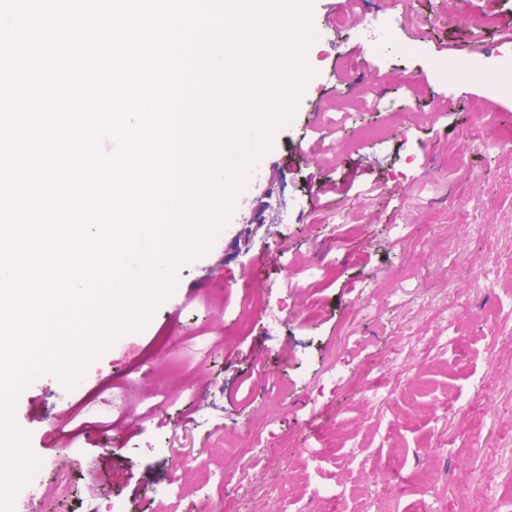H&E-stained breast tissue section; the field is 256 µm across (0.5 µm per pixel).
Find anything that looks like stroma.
I'll return each instance as SVG.
<instances>
[{"instance_id":"1","label":"stroma","mask_w":512,"mask_h":512,"mask_svg":"<svg viewBox=\"0 0 512 512\" xmlns=\"http://www.w3.org/2000/svg\"><path fill=\"white\" fill-rule=\"evenodd\" d=\"M336 3L312 0L313 74L210 247L73 386L45 373L19 394L31 452L73 490L15 494L12 512L512 500V357L494 352L512 331V93L445 68L496 66L512 0L460 16L454 0H359L337 26ZM365 18L389 43L355 37ZM129 410L143 424H94Z\"/></svg>"}]
</instances>
